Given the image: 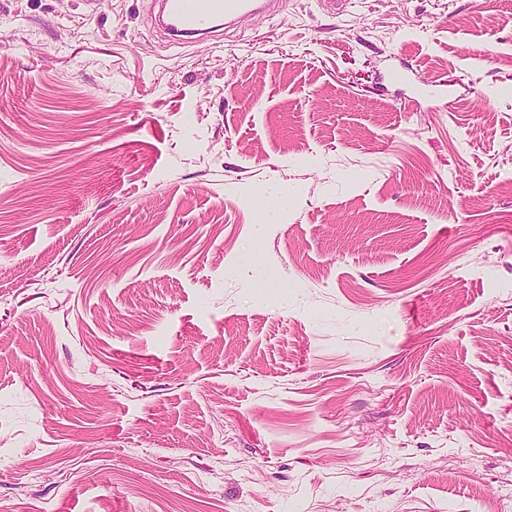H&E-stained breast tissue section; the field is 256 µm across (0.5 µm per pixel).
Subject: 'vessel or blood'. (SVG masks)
<instances>
[{"mask_svg": "<svg viewBox=\"0 0 512 512\" xmlns=\"http://www.w3.org/2000/svg\"><path fill=\"white\" fill-rule=\"evenodd\" d=\"M271 0H162L161 28L167 33L206 34L218 22L234 23L239 16L266 9Z\"/></svg>", "mask_w": 512, "mask_h": 512, "instance_id": "1", "label": "vessel or blood"}]
</instances>
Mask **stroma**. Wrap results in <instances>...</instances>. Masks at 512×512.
<instances>
[{"mask_svg":"<svg viewBox=\"0 0 512 512\" xmlns=\"http://www.w3.org/2000/svg\"><path fill=\"white\" fill-rule=\"evenodd\" d=\"M157 10L0 0V512H512V0ZM273 0H162L159 17L167 33L198 35L233 24L239 16L266 9Z\"/></svg>","mask_w":512,"mask_h":512,"instance_id":"35a3bbf8","label":"stroma"}]
</instances>
